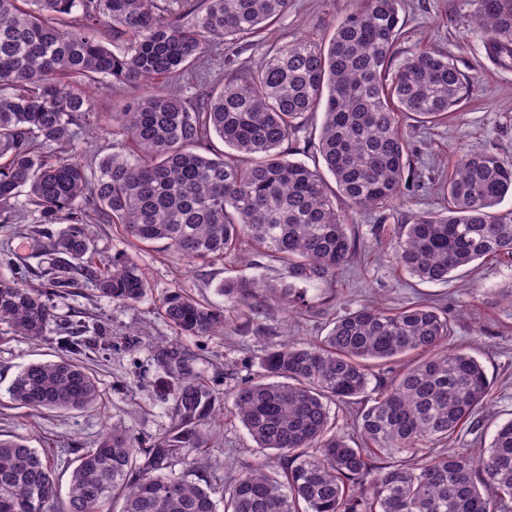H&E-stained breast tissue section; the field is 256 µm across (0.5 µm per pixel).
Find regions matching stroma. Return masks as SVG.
I'll return each mask as SVG.
<instances>
[{"label":"stroma","mask_w":512,"mask_h":512,"mask_svg":"<svg viewBox=\"0 0 512 512\" xmlns=\"http://www.w3.org/2000/svg\"><path fill=\"white\" fill-rule=\"evenodd\" d=\"M359 0H292L262 45H250L241 62L255 65L269 44L299 38L329 41L337 22ZM403 35L399 56L431 47L456 60L471 78V95L448 121L409 130L416 149L413 165L421 186L405 193L381 212L351 213L349 231L362 248L336 278L308 285L309 307L287 313L268 287L286 281L288 269L267 263L257 255L222 261L186 262L171 254L163 243L142 245L113 224H94L90 232L99 259L111 262L115 253L134 255L151 289L132 306L116 305L83 283L55 298L57 319L39 341L16 337L0 325V434L20 438L46 450L59 473V488L45 512H63L69 490V460L93 446L105 431V421H118L142 444L177 422L181 415L180 384L160 361L163 347L177 344L196 372L198 381L212 394L215 422L200 429L199 458L217 472L229 471L236 462L258 464L273 460L270 450L257 448L246 429L234 419L231 392L246 376L260 369L265 351L288 339L310 341L325 335L334 317L368 301L398 308L427 299L454 319L450 345L466 349L483 365L490 381L489 400L479 414L477 428H465L452 445L477 452L487 448L496 427L512 419V259L491 261L452 273L445 283H421L392 261L389 236L400 225L424 212H436L447 200L439 191L453 172L460 147L512 156V68L494 64L482 34L470 25L473 0H401ZM384 225L387 240L376 241L374 225ZM30 219L0 226V251L10 250L33 269L47 266L49 258L31 247ZM244 275L264 282L255 300L260 303V328L245 326L243 317L229 312L220 336L181 337L158 314L161 297L180 287L194 297L224 304L217 286L225 278ZM86 319L105 325L110 350H87L83 362L93 369L101 390V405L90 412L45 411L33 413L15 407L8 388L21 367L57 358L55 338L68 323Z\"/></svg>","instance_id":"35a3bbf8"}]
</instances>
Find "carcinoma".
Instances as JSON below:
<instances>
[{"label": "carcinoma", "mask_w": 512, "mask_h": 512, "mask_svg": "<svg viewBox=\"0 0 512 512\" xmlns=\"http://www.w3.org/2000/svg\"><path fill=\"white\" fill-rule=\"evenodd\" d=\"M290 0H0V224L34 216L31 238L50 255L33 273L0 252V324L38 340L55 321L52 296L83 282L118 305L141 301L150 284L137 259L95 262L86 225L118 224L141 244L162 242L186 260L248 248L288 267L269 288L294 310L302 286L336 277L356 254L344 198L382 211L413 175L404 120L438 125L467 100L468 77L454 61L420 49L396 61L399 0H361L328 42L296 40L255 67H230L224 82L195 97L190 85L222 47L258 44ZM471 22L488 57L512 65V0H474ZM105 79L129 100L103 123L90 90ZM322 113L292 160L290 144ZM115 138L97 165L84 136ZM225 151L211 153L212 136ZM448 206L403 224L397 267L420 282L486 258H512V159L459 151L443 185ZM62 224L64 228L55 229ZM39 284H34L33 280ZM257 283L227 279L231 308L254 321ZM161 316L182 336L224 330L225 309L171 288ZM448 312L421 303L370 302L345 312L317 342L266 351L261 370L232 392L231 413L277 464H242L224 477L177 473L211 420V396L180 363L181 418L148 446L114 424L72 462L64 512H512V419L480 456L449 446L476 420L490 383L470 353L447 347ZM102 326L77 320L59 338L58 360L21 368L12 403L33 411L95 407L100 389L78 356ZM356 406L360 442L336 432L330 405ZM389 461L384 463L381 456ZM49 458L21 440L0 439V512H44L57 491Z\"/></svg>", "instance_id": "obj_1"}]
</instances>
